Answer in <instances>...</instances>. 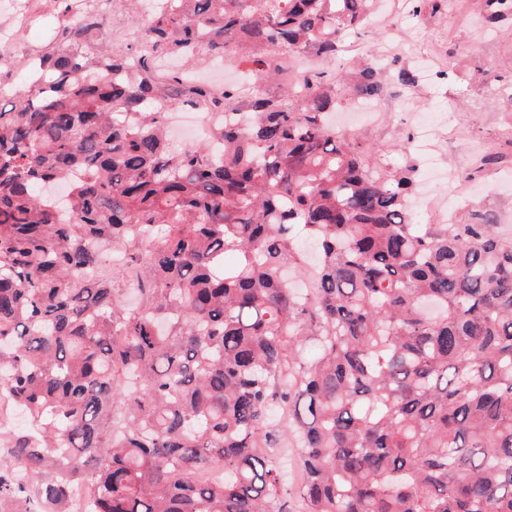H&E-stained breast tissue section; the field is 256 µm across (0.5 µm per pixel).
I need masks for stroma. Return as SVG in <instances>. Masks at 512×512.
Instances as JSON below:
<instances>
[{"label": "stroma", "instance_id": "obj_1", "mask_svg": "<svg viewBox=\"0 0 512 512\" xmlns=\"http://www.w3.org/2000/svg\"><path fill=\"white\" fill-rule=\"evenodd\" d=\"M404 52L383 60L382 31L369 27L345 34L333 64L336 73H353L369 61L383 75L416 69L414 52L429 54L436 74L418 79L411 91L414 110L447 112L443 160L456 172L450 192L457 198L456 221L473 223L490 217L512 235V16L487 19L481 0H445L440 10L424 5L414 11L400 0ZM388 97L378 101L379 118L363 126L375 147L387 148L386 159L401 166L406 153L397 144L413 134L411 116L394 112Z\"/></svg>", "mask_w": 512, "mask_h": 512}]
</instances>
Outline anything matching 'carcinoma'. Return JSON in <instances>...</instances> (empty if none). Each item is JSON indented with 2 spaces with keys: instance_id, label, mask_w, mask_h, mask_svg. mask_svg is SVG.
Here are the masks:
<instances>
[{
  "instance_id": "1",
  "label": "carcinoma",
  "mask_w": 512,
  "mask_h": 512,
  "mask_svg": "<svg viewBox=\"0 0 512 512\" xmlns=\"http://www.w3.org/2000/svg\"><path fill=\"white\" fill-rule=\"evenodd\" d=\"M184 2L91 58L74 18L0 91V398L26 420L0 512H70L86 483L87 512H294L286 436L300 512H512V238L415 223L417 168L329 123L376 70L288 79L377 0ZM165 52L284 90L224 89L250 122L176 149L161 105L209 100L152 80Z\"/></svg>"
}]
</instances>
